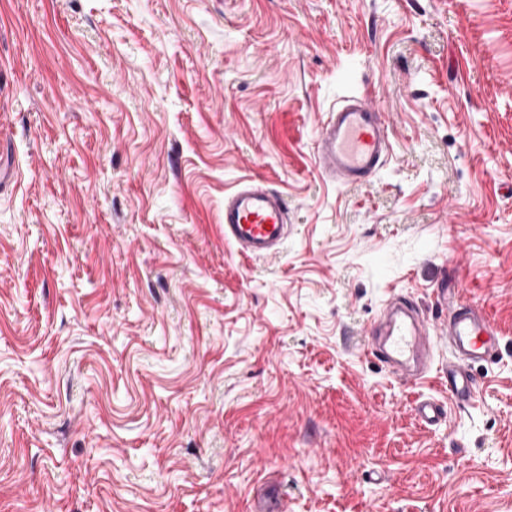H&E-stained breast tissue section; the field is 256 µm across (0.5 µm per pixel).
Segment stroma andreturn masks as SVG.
<instances>
[{
	"instance_id": "stroma-1",
	"label": "stroma",
	"mask_w": 512,
	"mask_h": 512,
	"mask_svg": "<svg viewBox=\"0 0 512 512\" xmlns=\"http://www.w3.org/2000/svg\"><path fill=\"white\" fill-rule=\"evenodd\" d=\"M0 147V512H512V0H0ZM257 177L275 258L224 240ZM448 278L502 344L426 427L366 330ZM388 127L385 113L366 95L343 97L318 131L319 172L339 186L370 182L393 148ZM288 222L285 199L263 181H245L224 195V240L244 255L265 258L282 253Z\"/></svg>"
}]
</instances>
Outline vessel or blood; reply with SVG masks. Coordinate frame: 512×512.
<instances>
[{
	"mask_svg": "<svg viewBox=\"0 0 512 512\" xmlns=\"http://www.w3.org/2000/svg\"><path fill=\"white\" fill-rule=\"evenodd\" d=\"M389 123L366 95L357 93L337 101L321 124L317 140V164L322 176L339 186L370 182L385 165L393 148ZM288 206L281 194L266 183H241L224 196V239L240 253L265 258L282 253L288 240ZM436 306L447 308L446 320L423 317L410 299L388 302L373 320L370 330L375 354L387 363L396 378L419 380L439 367L448 382V400L422 398L415 413L427 425L446 420L448 405L464 408L476 398L473 364L493 359L500 331L478 306L435 291ZM448 350V363L435 359Z\"/></svg>",
	"mask_w": 512,
	"mask_h": 512,
	"instance_id": "1",
	"label": "vessel or blood"
}]
</instances>
